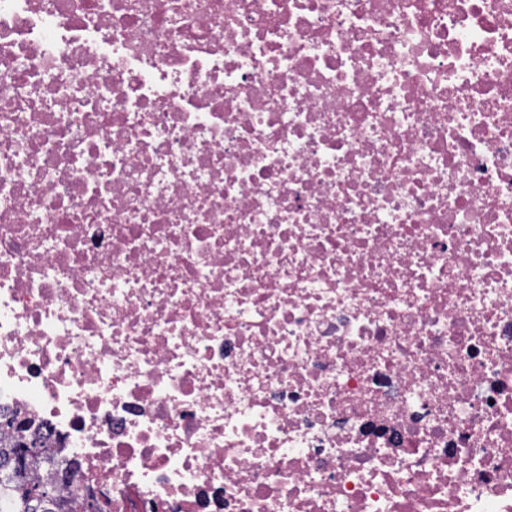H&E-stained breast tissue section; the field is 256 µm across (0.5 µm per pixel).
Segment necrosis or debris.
Segmentation results:
<instances>
[{
    "mask_svg": "<svg viewBox=\"0 0 512 512\" xmlns=\"http://www.w3.org/2000/svg\"><path fill=\"white\" fill-rule=\"evenodd\" d=\"M0 406L110 512H512V0H0Z\"/></svg>",
    "mask_w": 512,
    "mask_h": 512,
    "instance_id": "necrosis-or-debris-1",
    "label": "necrosis or debris"
}]
</instances>
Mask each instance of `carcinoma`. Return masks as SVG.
I'll use <instances>...</instances> for the list:
<instances>
[{
	"instance_id": "obj_1",
	"label": "carcinoma",
	"mask_w": 512,
	"mask_h": 512,
	"mask_svg": "<svg viewBox=\"0 0 512 512\" xmlns=\"http://www.w3.org/2000/svg\"><path fill=\"white\" fill-rule=\"evenodd\" d=\"M46 443L33 420L0 413V512H83L50 472L57 462Z\"/></svg>"
}]
</instances>
